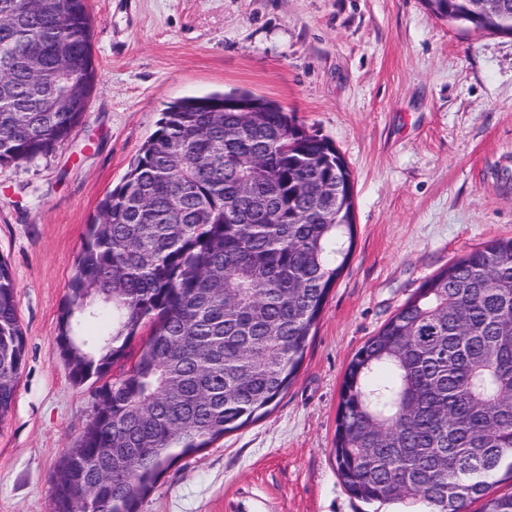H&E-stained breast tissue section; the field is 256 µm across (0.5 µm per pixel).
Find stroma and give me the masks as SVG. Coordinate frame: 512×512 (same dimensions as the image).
<instances>
[{
  "label": "stroma",
  "instance_id": "1",
  "mask_svg": "<svg viewBox=\"0 0 512 512\" xmlns=\"http://www.w3.org/2000/svg\"><path fill=\"white\" fill-rule=\"evenodd\" d=\"M91 17L98 82L81 125L51 155L0 167V257L27 347L0 424V512H52L58 460L97 402L57 344L87 224L167 105L235 90L345 158L355 248L288 390L171 467L139 512H392L336 474L343 375L425 280L512 238V35L424 0H92Z\"/></svg>",
  "mask_w": 512,
  "mask_h": 512
}]
</instances>
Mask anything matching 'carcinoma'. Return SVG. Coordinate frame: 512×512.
Segmentation results:
<instances>
[{"instance_id":"cac0c4a2","label":"carcinoma","mask_w":512,"mask_h":512,"mask_svg":"<svg viewBox=\"0 0 512 512\" xmlns=\"http://www.w3.org/2000/svg\"><path fill=\"white\" fill-rule=\"evenodd\" d=\"M426 3L512 34V0ZM96 80L86 0H0V166L52 154ZM229 98L253 111H224ZM351 181L336 147L274 101L213 92L167 106L88 225L60 315L71 379L101 385L59 460L54 512H139L179 459L268 412L353 254ZM25 363L0 258V423ZM334 451L364 503L512 512V492L490 494L512 480V239L448 263L355 352Z\"/></svg>"}]
</instances>
